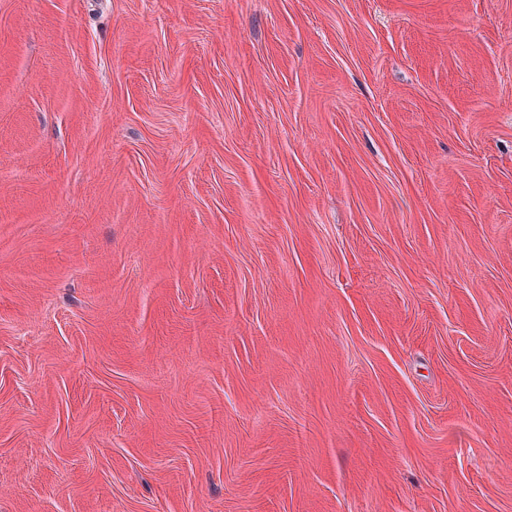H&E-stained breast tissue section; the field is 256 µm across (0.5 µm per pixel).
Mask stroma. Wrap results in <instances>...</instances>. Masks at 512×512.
<instances>
[{"mask_svg":"<svg viewBox=\"0 0 512 512\" xmlns=\"http://www.w3.org/2000/svg\"><path fill=\"white\" fill-rule=\"evenodd\" d=\"M0 512H512V0H0Z\"/></svg>","mask_w":512,"mask_h":512,"instance_id":"35a3bbf8","label":"stroma"}]
</instances>
